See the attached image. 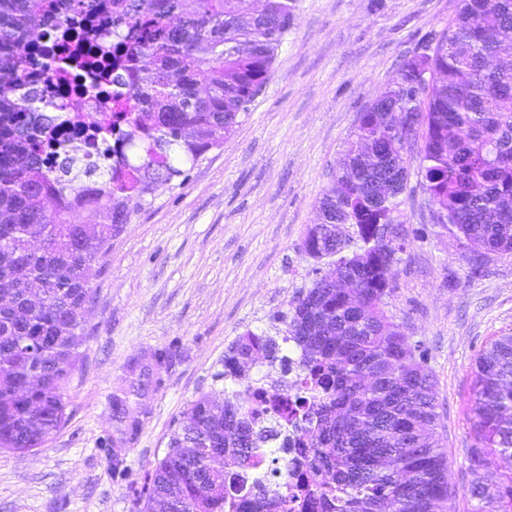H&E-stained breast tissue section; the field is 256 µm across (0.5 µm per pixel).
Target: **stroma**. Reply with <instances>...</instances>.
<instances>
[{"instance_id":"1","label":"stroma","mask_w":512,"mask_h":512,"mask_svg":"<svg viewBox=\"0 0 512 512\" xmlns=\"http://www.w3.org/2000/svg\"><path fill=\"white\" fill-rule=\"evenodd\" d=\"M459 0H297L273 75L248 117L183 183L143 197L88 276L96 297L68 390V420L46 447L0 452V512H141L139 493L190 402L222 390L224 354L251 330L283 335L290 301L316 265L301 248L359 112L402 55L448 26ZM388 311L421 343L435 381L453 490L448 512H474L471 481L512 473L498 456L470 471L471 366L512 333V256L474 266L433 229L400 253ZM169 350L160 383L136 391L137 360ZM122 396L140 430L103 447Z\"/></svg>"}]
</instances>
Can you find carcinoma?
Wrapping results in <instances>:
<instances>
[{
  "label": "carcinoma",
  "instance_id": "obj_1",
  "mask_svg": "<svg viewBox=\"0 0 512 512\" xmlns=\"http://www.w3.org/2000/svg\"><path fill=\"white\" fill-rule=\"evenodd\" d=\"M112 14L119 39L112 68L132 79L129 110L112 113L98 137L117 136L139 152L87 208L45 201L55 183L44 165L54 101L17 110L31 50L71 14ZM295 0H0V450L42 448L67 421V386L86 341L93 300L87 270L131 218L130 204L186 177L224 144L265 88L294 20ZM417 162L420 191L478 262L512 255V0H461L456 17L404 56L397 74L358 113L320 202L316 231L302 248L362 294L352 308L313 270L290 302L282 337L248 331L224 354L217 379L235 384L256 361L296 364L294 389L270 399L204 393L191 401L167 451L149 474L143 512H442L451 498L426 351L386 310L392 293L378 226L394 224L391 250L425 225L400 220ZM28 339L31 355L14 352ZM168 358L140 370L155 383ZM472 427L486 459L512 457V334L492 339L472 366ZM292 429L299 454L273 443ZM200 448H217L204 456ZM475 512H512V475L490 489L475 481Z\"/></svg>",
  "mask_w": 512,
  "mask_h": 512
}]
</instances>
